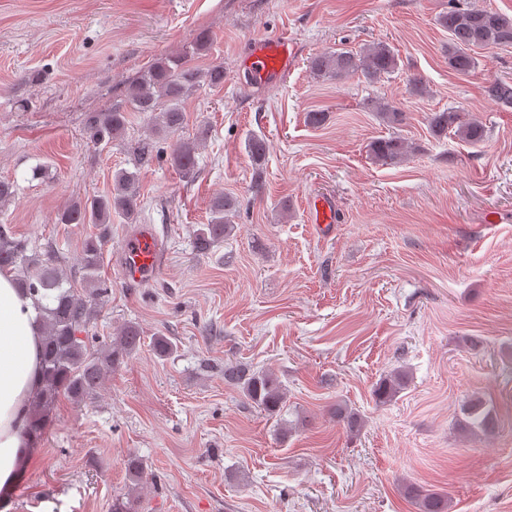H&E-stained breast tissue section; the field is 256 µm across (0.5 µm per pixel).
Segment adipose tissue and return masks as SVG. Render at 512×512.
I'll return each mask as SVG.
<instances>
[{"label": "adipose tissue", "instance_id": "ef3b65f1", "mask_svg": "<svg viewBox=\"0 0 512 512\" xmlns=\"http://www.w3.org/2000/svg\"><path fill=\"white\" fill-rule=\"evenodd\" d=\"M41 327L31 295L0 274V488L13 485L34 448L29 402L40 384Z\"/></svg>", "mask_w": 512, "mask_h": 512}]
</instances>
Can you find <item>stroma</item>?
<instances>
[{"label": "stroma", "instance_id": "1", "mask_svg": "<svg viewBox=\"0 0 512 512\" xmlns=\"http://www.w3.org/2000/svg\"><path fill=\"white\" fill-rule=\"evenodd\" d=\"M447 10L448 0H0V179L17 183L0 224L53 246L77 290L90 227L57 213L109 192L129 142L149 133L135 112L125 142L96 148L88 116L165 56L224 67L223 87L183 103L180 138H204L195 181L165 162L138 175L139 221L155 226L163 269L127 284L133 227L121 219L104 248L110 291L91 331L102 339L132 321L146 344L93 399L58 400L12 512H110L126 494L136 512H417L409 484L448 493L451 512H512V413L488 437L458 430L468 397L512 398V110L484 92L512 81V49L478 51L476 74H454L438 23ZM203 32L208 48L194 53ZM270 33L288 37L292 60L278 82L257 83L240 61ZM377 42L399 56L379 82L310 70L316 54ZM414 76L428 95L410 94ZM381 99L404 124L381 120ZM447 108L480 117L486 140L434 138L426 116ZM316 109L329 114L320 127L307 122ZM253 133L268 144L259 176L244 147ZM390 135L414 143L407 162L370 156ZM220 193L241 203L237 229L198 253L193 231ZM316 194L336 208L326 231L310 221ZM159 335L178 346L163 360L149 346ZM231 363L277 374L284 408L268 413L225 384ZM399 365L407 388L377 403L376 383ZM340 403L362 414L359 434L337 421ZM131 456L147 475L138 488Z\"/></svg>", "mask_w": 512, "mask_h": 512}]
</instances>
